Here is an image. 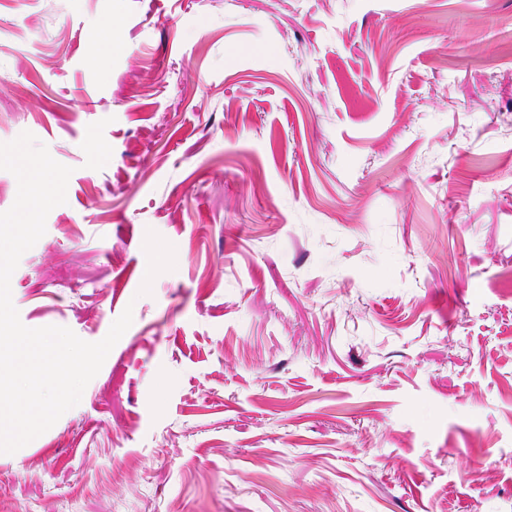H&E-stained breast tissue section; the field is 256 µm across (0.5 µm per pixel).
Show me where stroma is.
<instances>
[{
	"label": "stroma",
	"instance_id": "35a3bbf8",
	"mask_svg": "<svg viewBox=\"0 0 512 512\" xmlns=\"http://www.w3.org/2000/svg\"><path fill=\"white\" fill-rule=\"evenodd\" d=\"M25 131L22 323L133 322L0 512H512V0H0Z\"/></svg>",
	"mask_w": 512,
	"mask_h": 512
}]
</instances>
